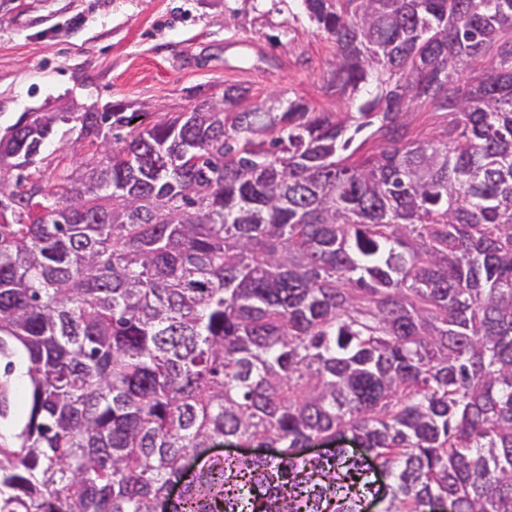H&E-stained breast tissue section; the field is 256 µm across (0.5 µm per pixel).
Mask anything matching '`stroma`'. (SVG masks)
I'll return each mask as SVG.
<instances>
[{
    "label": "stroma",
    "mask_w": 512,
    "mask_h": 512,
    "mask_svg": "<svg viewBox=\"0 0 512 512\" xmlns=\"http://www.w3.org/2000/svg\"><path fill=\"white\" fill-rule=\"evenodd\" d=\"M334 53L297 0H0V133L31 110L111 102L148 124L228 84L250 87L254 103L299 96L330 109Z\"/></svg>",
    "instance_id": "1"
}]
</instances>
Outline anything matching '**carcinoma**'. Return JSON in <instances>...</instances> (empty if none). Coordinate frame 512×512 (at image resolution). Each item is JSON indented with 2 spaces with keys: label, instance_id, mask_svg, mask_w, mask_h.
<instances>
[{
  "label": "carcinoma",
  "instance_id": "obj_1",
  "mask_svg": "<svg viewBox=\"0 0 512 512\" xmlns=\"http://www.w3.org/2000/svg\"><path fill=\"white\" fill-rule=\"evenodd\" d=\"M299 2L343 112L229 86L0 137V512H512V0ZM426 100L451 119L411 139ZM71 121L113 147L48 190ZM11 384V405L10 411L5 419H0V435L5 439L9 440L14 431L16 425L22 423L27 415L28 398H27V385L26 382H19L14 378V375L10 377ZM2 423V428H1Z\"/></svg>",
  "mask_w": 512,
  "mask_h": 512
}]
</instances>
